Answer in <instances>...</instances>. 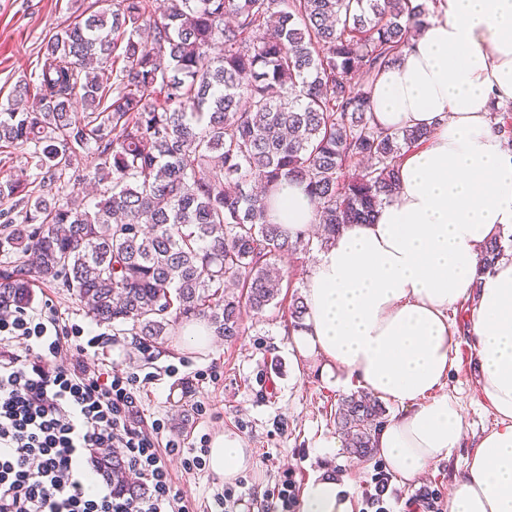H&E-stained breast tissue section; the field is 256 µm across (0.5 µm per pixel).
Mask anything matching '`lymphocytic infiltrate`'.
Listing matches in <instances>:
<instances>
[{
  "mask_svg": "<svg viewBox=\"0 0 512 512\" xmlns=\"http://www.w3.org/2000/svg\"><path fill=\"white\" fill-rule=\"evenodd\" d=\"M81 333L48 307L0 312V512H189L162 457L182 456L189 473L204 469L205 460L183 441L160 442V421L141 420L137 374L116 372L107 379L82 363H58L63 344ZM13 341L28 347L25 362L7 351ZM104 446L122 449L143 494L119 496L108 484L95 492L87 487L80 462ZM389 487L387 472L377 470L361 492V512H396L402 502ZM295 502L288 476L265 490L257 505L231 486L214 497L217 512H291ZM402 504L407 512H444L426 490Z\"/></svg>",
  "mask_w": 512,
  "mask_h": 512,
  "instance_id": "f902f5d3",
  "label": "lymphocytic infiltrate"
}]
</instances>
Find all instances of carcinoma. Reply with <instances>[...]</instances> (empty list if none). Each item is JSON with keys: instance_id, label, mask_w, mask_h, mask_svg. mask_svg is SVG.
Here are the masks:
<instances>
[{"instance_id": "1", "label": "carcinoma", "mask_w": 512, "mask_h": 512, "mask_svg": "<svg viewBox=\"0 0 512 512\" xmlns=\"http://www.w3.org/2000/svg\"><path fill=\"white\" fill-rule=\"evenodd\" d=\"M430 10L412 0H112L44 40L38 72L0 106V148H19L30 177L0 182V248L31 254L0 270V310L30 304L47 281L86 315L151 342L183 319L240 334L284 288L277 257L309 251L272 222L260 192L306 184L323 233L366 224L396 189L425 129L380 130L374 76L395 63ZM80 103L82 111L73 110ZM94 151V172L76 166ZM363 163L351 169V162ZM103 187L90 209L73 188ZM25 207V222L14 211ZM505 246L481 251L479 271ZM361 390L338 403L350 453L371 455L385 422ZM98 471L138 490L116 455Z\"/></svg>"}]
</instances>
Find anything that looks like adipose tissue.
I'll use <instances>...</instances> for the list:
<instances>
[{
    "label": "adipose tissue",
    "mask_w": 512,
    "mask_h": 512,
    "mask_svg": "<svg viewBox=\"0 0 512 512\" xmlns=\"http://www.w3.org/2000/svg\"><path fill=\"white\" fill-rule=\"evenodd\" d=\"M512 103V0H437L421 34L373 80L369 111L390 132L424 128L399 190L373 223L337 234L304 278L306 313L289 346L327 383L358 385L395 414L375 436L403 480L450 458L465 435L445 392L458 330L450 316L470 300L478 395L496 425L475 442L448 493V512H512V256L479 271L484 243L512 235V147L492 118ZM289 234L318 221L302 184L271 195ZM239 436L216 434L208 468L219 482L251 469ZM301 512H351L335 482L307 484Z\"/></svg>",
    "instance_id": "obj_1"
}]
</instances>
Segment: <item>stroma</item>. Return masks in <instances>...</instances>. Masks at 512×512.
I'll use <instances>...</instances> for the list:
<instances>
[{"label": "stroma", "mask_w": 512, "mask_h": 512, "mask_svg": "<svg viewBox=\"0 0 512 512\" xmlns=\"http://www.w3.org/2000/svg\"><path fill=\"white\" fill-rule=\"evenodd\" d=\"M90 4L101 12L112 10L110 0H0V104L7 103L15 84L34 73L41 40L73 23ZM31 305L51 306L63 321L81 326L84 338L102 335L103 347L86 352L70 347L63 350L64 359L83 360L105 372L117 369L151 375V382L136 396L141 416L164 423V438L195 443L204 434L239 435L253 455V466L238 489L242 496L263 492L286 471L302 488L312 479L331 475L338 478L340 487L350 490L352 508L359 512L362 485L381 462L374 456H352L342 446L327 447V440L338 435L336 408L343 391L317 375H297L288 344L292 324L287 306L267 309L260 317H245L235 340L217 336L207 349L189 351L172 331L146 344L124 326L96 324L74 296L50 283H35ZM470 313V306L462 303L452 314L461 334L448 381L469 442L494 425L490 406L476 394L477 371L467 335ZM200 404L205 414L197 413ZM470 451L468 443L411 482L391 481L390 489L407 498L427 487L440 500H447L448 489ZM164 463L193 512H208L223 485L214 483L205 469L185 473L182 457L168 456Z\"/></svg>", "instance_id": "1"}]
</instances>
